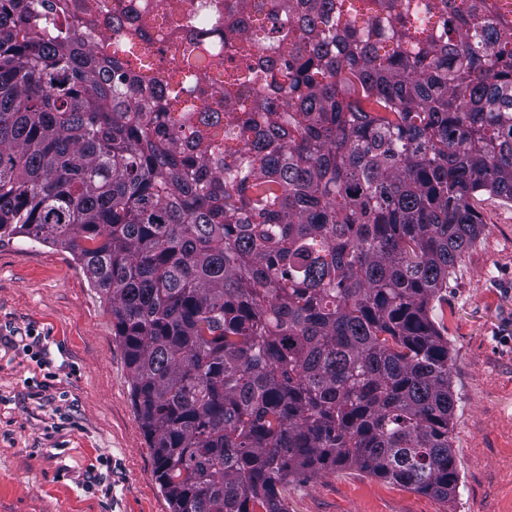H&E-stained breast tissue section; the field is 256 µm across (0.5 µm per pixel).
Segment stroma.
Masks as SVG:
<instances>
[{"label": "stroma", "mask_w": 512, "mask_h": 512, "mask_svg": "<svg viewBox=\"0 0 512 512\" xmlns=\"http://www.w3.org/2000/svg\"><path fill=\"white\" fill-rule=\"evenodd\" d=\"M476 208L482 233L436 305L455 495L340 467L291 481L288 512H512V202ZM0 512H171L106 304L67 249L17 239L0 242Z\"/></svg>", "instance_id": "35a3bbf8"}]
</instances>
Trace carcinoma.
I'll return each mask as SVG.
<instances>
[{
    "mask_svg": "<svg viewBox=\"0 0 512 512\" xmlns=\"http://www.w3.org/2000/svg\"><path fill=\"white\" fill-rule=\"evenodd\" d=\"M512 202V0H0V240L112 315L172 512L458 487L433 318Z\"/></svg>",
    "mask_w": 512,
    "mask_h": 512,
    "instance_id": "carcinoma-1",
    "label": "carcinoma"
}]
</instances>
